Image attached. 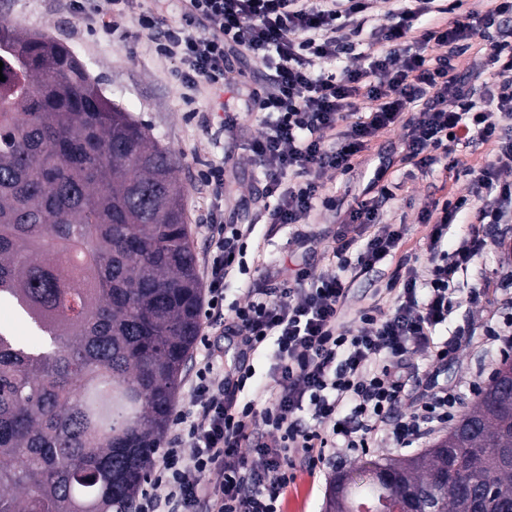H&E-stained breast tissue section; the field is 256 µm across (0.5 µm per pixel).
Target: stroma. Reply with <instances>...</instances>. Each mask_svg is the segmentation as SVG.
I'll use <instances>...</instances> for the list:
<instances>
[{
	"label": "stroma",
	"instance_id": "1",
	"mask_svg": "<svg viewBox=\"0 0 512 512\" xmlns=\"http://www.w3.org/2000/svg\"><path fill=\"white\" fill-rule=\"evenodd\" d=\"M0 19L32 32H45L66 45L99 81L112 101L123 107L136 120L151 129L159 143L180 159L176 176L186 187L184 200L187 220L192 228L198 260H206L216 221L248 222L250 211L241 208L242 200L254 196L257 181L255 167L245 148L247 140L262 130L259 114L247 111L246 92L258 65L241 61L234 65V80L224 91L201 86L197 90L181 87L173 78L179 65L159 58L153 51L151 32L137 27L133 18H126L111 34L94 33L71 13L64 0H0ZM236 120L234 131L223 128L225 115ZM400 132L385 130L374 138L360 161L375 166L379 158L390 159L386 179L397 191L383 209L382 223L401 224L406 235L401 253L417 257L419 266H426L428 225L422 224V213L433 201L447 195L471 196L476 192L473 171L491 157L493 143L465 140L456 142L447 160L429 167L403 163L400 159ZM224 166L229 185L223 198H215L202 182V174L210 166ZM364 182L354 173L335 172L325 185L326 194L335 196L338 211H318L314 216L316 229L334 230L342 210L356 206L364 195ZM331 249L322 240L312 248H302L295 226L268 234L265 225H257L243 256L244 265L234 271L224 285L226 302L242 301L253 284L257 268L271 270L295 269L308 263L315 271L329 267ZM395 258L380 264L376 273L359 274L348 269L345 278L350 290L345 304L347 316L361 308L380 304L391 308L394 295L380 290L379 273H391ZM488 290L486 300L473 303L470 292L475 287ZM453 287L457 304L447 323L436 329L438 338L459 336L493 325L505 314L512 313V223L503 225L499 233L489 237L485 249L473 263L459 271ZM501 358L495 345L463 343L457 358L443 367L441 377L457 386L464 394V405H473V385H486ZM360 459L335 460L324 466L316 478L299 476L288 492L287 512H325L329 486L337 472L360 466Z\"/></svg>",
	"mask_w": 512,
	"mask_h": 512
}]
</instances>
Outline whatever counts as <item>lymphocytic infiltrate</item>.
I'll return each mask as SVG.
<instances>
[{
  "mask_svg": "<svg viewBox=\"0 0 512 512\" xmlns=\"http://www.w3.org/2000/svg\"><path fill=\"white\" fill-rule=\"evenodd\" d=\"M374 0H183L181 23L160 12L142 13L140 27L156 33L162 56L179 59L181 84L223 86L230 55L260 61L266 73L248 93L247 108L262 113L261 133L249 139L263 194L256 221L276 232L284 224H307L318 209L333 205L324 192L329 173L353 172L355 160L383 130L400 129L402 159L426 166L447 151L449 140L476 134L495 145L478 171L481 204L467 237L452 253L439 249L467 197L434 204L422 214L428 224L427 279L400 264L386 287L397 294L391 310L372 305L354 318L345 315L350 266L369 269L397 252L403 225L380 224V209L393 196L385 167L370 179L374 196L341 220L333 237L336 269L315 272L301 266L280 279L260 276L244 301L225 305L224 280L239 264L253 224L220 227L209 253L206 312L234 337L231 365L219 367L208 353L195 374L198 410L175 413L173 440L162 449L137 512H283L286 492L298 469L316 473L327 456L365 452L377 436L396 448H413L447 429L460 408L455 387L439 380L454 358L457 338L438 341L434 331L452 309L450 282L485 246L488 225L512 220V137L498 117L512 112V0H497L484 14L433 26L414 34L422 17L443 13L442 0H403L390 27L377 31L387 51L366 64L329 73L322 63L353 54ZM492 81L474 99L458 74L463 47L491 28ZM371 103L358 114L354 100ZM376 225L365 243L353 225ZM273 346L274 388L254 384L251 353ZM430 369L419 372L416 358ZM222 380H214L215 368ZM414 400L403 411L404 400ZM311 408L314 424L299 414Z\"/></svg>",
  "mask_w": 512,
  "mask_h": 512,
  "instance_id": "lymphocytic-infiltrate-1",
  "label": "lymphocytic infiltrate"
}]
</instances>
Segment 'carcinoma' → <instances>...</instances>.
I'll return each mask as SVG.
<instances>
[{
    "instance_id": "cac0c4a2",
    "label": "carcinoma",
    "mask_w": 512,
    "mask_h": 512,
    "mask_svg": "<svg viewBox=\"0 0 512 512\" xmlns=\"http://www.w3.org/2000/svg\"><path fill=\"white\" fill-rule=\"evenodd\" d=\"M0 512H136L200 332L202 286L178 156L66 46L0 25ZM443 441L369 459L327 512L407 494L423 512L512 507L498 380ZM400 475L394 487L381 472Z\"/></svg>"
}]
</instances>
